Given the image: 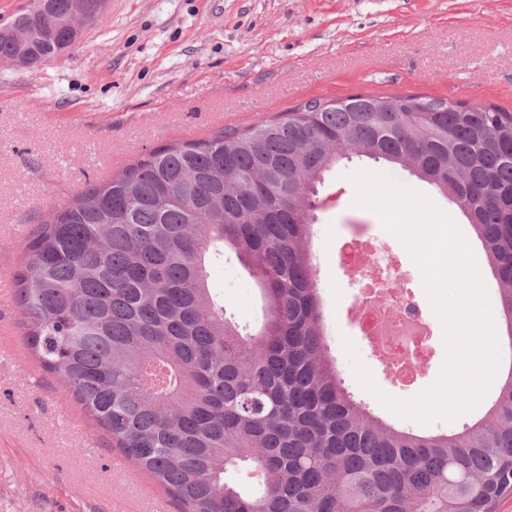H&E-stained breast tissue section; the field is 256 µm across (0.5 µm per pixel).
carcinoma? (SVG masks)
Instances as JSON below:
<instances>
[{"instance_id": "obj_1", "label": "carcinoma", "mask_w": 512, "mask_h": 512, "mask_svg": "<svg viewBox=\"0 0 512 512\" xmlns=\"http://www.w3.org/2000/svg\"><path fill=\"white\" fill-rule=\"evenodd\" d=\"M74 0L0 27V60L78 40ZM347 154L410 170L480 239L512 338V112L407 95L313 99L171 142L93 183L30 235L16 300L28 347L183 512H494L512 495V375L452 434L388 426L323 353L308 245L317 183ZM229 250L265 309L241 333L208 267ZM263 477L243 483L240 470Z\"/></svg>"}]
</instances>
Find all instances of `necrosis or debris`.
<instances>
[{
  "instance_id": "obj_1",
  "label": "necrosis or debris",
  "mask_w": 512,
  "mask_h": 512,
  "mask_svg": "<svg viewBox=\"0 0 512 512\" xmlns=\"http://www.w3.org/2000/svg\"><path fill=\"white\" fill-rule=\"evenodd\" d=\"M340 265L357 275L356 320L361 336H385L392 356L403 363L399 383L409 380L408 369H419L426 357L429 312L414 293L399 288V266L370 239L353 237L337 255Z\"/></svg>"
}]
</instances>
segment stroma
I'll return each mask as SVG.
<instances>
[{"label":"stroma","mask_w":512,"mask_h":512,"mask_svg":"<svg viewBox=\"0 0 512 512\" xmlns=\"http://www.w3.org/2000/svg\"><path fill=\"white\" fill-rule=\"evenodd\" d=\"M415 94L512 112V0H106L64 55L27 71L0 66V512H154L161 487L124 462L61 375L25 342L14 277L27 241L55 207L172 140L245 128L311 99ZM365 168L417 187L408 172L341 161L319 188L312 256L325 353L345 387L383 421L452 434L482 418L483 399L453 422L398 417L358 384L349 337L379 388L410 398L437 379L442 328L415 383L396 386L360 336L349 271L336 243L362 233L390 243L417 299V268L379 217L354 207L349 172ZM209 283L240 328L262 304L233 252Z\"/></svg>","instance_id":"35a3bbf8"}]
</instances>
